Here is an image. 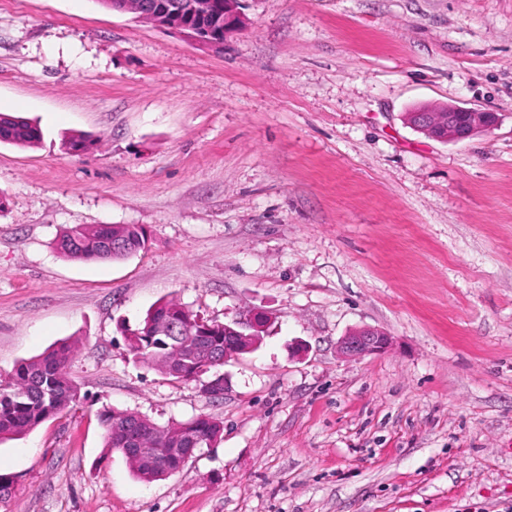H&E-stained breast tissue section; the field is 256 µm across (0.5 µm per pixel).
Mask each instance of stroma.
<instances>
[{
    "mask_svg": "<svg viewBox=\"0 0 512 512\" xmlns=\"http://www.w3.org/2000/svg\"><path fill=\"white\" fill-rule=\"evenodd\" d=\"M242 5L211 45L99 0H0V113L42 130L0 143V378L73 341L79 392L0 441V512H512V0ZM446 104L498 121L445 142L405 119ZM82 224L148 244L68 260ZM170 298L271 315L222 397L129 353ZM362 327L391 347L342 357ZM107 409L224 433L145 483ZM122 251L114 252L122 247ZM147 236L144 229L134 224H90L67 228L58 236L56 249L66 259L88 261L120 259L145 248Z\"/></svg>",
    "mask_w": 512,
    "mask_h": 512,
    "instance_id": "1",
    "label": "stroma"
}]
</instances>
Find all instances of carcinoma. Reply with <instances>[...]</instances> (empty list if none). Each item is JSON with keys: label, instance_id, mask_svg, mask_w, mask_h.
Listing matches in <instances>:
<instances>
[{"label": "carcinoma", "instance_id": "cac0c4a2", "mask_svg": "<svg viewBox=\"0 0 512 512\" xmlns=\"http://www.w3.org/2000/svg\"><path fill=\"white\" fill-rule=\"evenodd\" d=\"M40 139L37 125L0 113V143L33 147ZM93 145L94 140L83 135L67 141L68 151L78 156ZM116 238L124 247L114 252ZM146 242V233L138 225L90 224L64 230L56 249L69 260L120 259L138 253ZM126 340L136 358L155 367L162 360L168 362L161 374L172 381L192 382L199 376L224 380L221 365L213 362L214 354L224 351V324L212 321L204 329L199 318L179 302L163 301L148 310L136 328L127 330ZM74 350L68 342L56 345L21 361L8 378L0 380V440L33 431L76 401L78 392L68 373ZM101 420L106 427L105 447L121 454L137 445L145 449L141 458H126L133 474L145 482L167 477L186 464L188 443L178 438L179 432H189L197 447L206 448L224 431V422L208 415L163 426L139 413L112 409L103 411ZM171 448L183 452L172 454Z\"/></svg>", "mask_w": 512, "mask_h": 512}]
</instances>
